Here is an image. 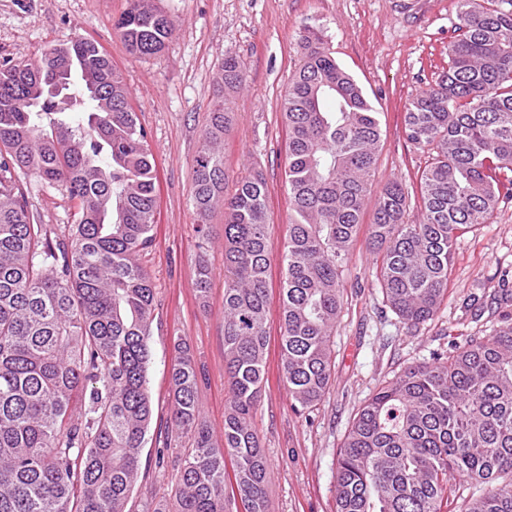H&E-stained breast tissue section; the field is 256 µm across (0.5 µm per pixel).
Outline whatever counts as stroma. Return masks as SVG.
<instances>
[{"label": "stroma", "mask_w": 512, "mask_h": 512, "mask_svg": "<svg viewBox=\"0 0 512 512\" xmlns=\"http://www.w3.org/2000/svg\"><path fill=\"white\" fill-rule=\"evenodd\" d=\"M156 5L173 19L175 32L159 54L138 56L112 29L128 0H0V63L39 58L78 36L96 40L131 93L158 166L155 240L141 257L156 288L147 376L153 418L130 503L166 494L174 481L172 468L157 461L156 438L175 431L170 372L179 340L189 343L204 373L203 420L216 443L224 441V210L210 213L208 239L200 241L191 194L201 133L221 91L224 57L231 54L243 63L246 81L232 99V123L224 137V191L232 193L236 181L253 171L263 174L269 191V347L254 419L270 472L268 512H335L337 451L365 401L404 366L430 362L434 352L461 337L482 336L496 326L492 299L499 289L512 291V199L501 201L489 223L457 243L447 299L432 321L412 329L383 301L375 257L366 245L374 208L365 206L348 260L331 386L317 407L297 413L279 353L282 251L290 217L281 101L303 55V30L315 27L381 114L385 134L373 191L402 183L405 219L418 222L421 210L412 187L429 155L407 141L403 112L448 67L455 0H156ZM19 181L30 213L49 237L74 223L73 204L61 187L26 175ZM202 260L211 275L204 299L195 288Z\"/></svg>", "instance_id": "35a3bbf8"}]
</instances>
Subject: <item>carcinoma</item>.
Here are the masks:
<instances>
[{"instance_id":"1","label":"carcinoma","mask_w":512,"mask_h":512,"mask_svg":"<svg viewBox=\"0 0 512 512\" xmlns=\"http://www.w3.org/2000/svg\"><path fill=\"white\" fill-rule=\"evenodd\" d=\"M448 69L405 106L406 139L427 150L421 220H404L397 182L375 198L367 244L386 305L410 327L448 295L454 247L512 197V0H457ZM127 49L160 53L171 21L128 0L113 23ZM281 102L291 218L279 342L294 408L324 398L334 367L349 251L371 197L380 113L317 32ZM194 166L201 220L224 195L229 98L245 82L222 66ZM64 188L77 210L51 240L14 172ZM158 171L130 92L109 55L77 37L37 61L0 64V512H129L147 443L156 292L136 256L154 242ZM267 183L240 178L224 199V445L202 420L189 344L177 343L171 413L188 446L173 460L174 497L143 512H267L269 470L253 413L269 343ZM199 297L210 271L199 263ZM336 512H512V314L485 336L411 364L367 400L337 458Z\"/></svg>"}]
</instances>
